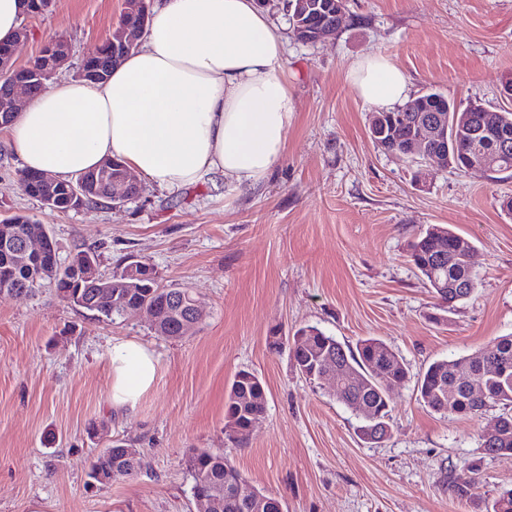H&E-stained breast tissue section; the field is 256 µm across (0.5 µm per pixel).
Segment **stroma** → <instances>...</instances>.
<instances>
[{
	"instance_id": "35a3bbf8",
	"label": "stroma",
	"mask_w": 512,
	"mask_h": 512,
	"mask_svg": "<svg viewBox=\"0 0 512 512\" xmlns=\"http://www.w3.org/2000/svg\"><path fill=\"white\" fill-rule=\"evenodd\" d=\"M123 10L124 0H51L24 18L30 36L16 60L60 37L70 55L56 77H74ZM368 54L400 68L411 95L501 106L512 0H345L335 36L289 40L285 157L249 188L214 172L176 192L142 183L121 207L61 213L21 191V161L0 141V214L45 224L63 264L89 249L109 276L142 258L204 311L171 339L144 313L98 320L49 282L0 294V512H197L185 467L195 451L223 453L284 512H493L512 488V458L486 454L479 435L499 409L444 417L420 403L412 380L433 360L512 334V214L501 209L512 177L377 148L374 109L346 78ZM432 224L473 245L478 277L471 298L443 310L409 261ZM307 325L351 346L380 339L403 358L411 380L389 389L384 441L361 440L335 387L305 379L287 351L269 347L271 330L291 336ZM127 340L154 353L157 376L135 409L116 411L112 346ZM242 370L263 382L267 409L239 444L224 415ZM117 440L136 449L140 469L93 481L91 461ZM461 486L470 494L459 496Z\"/></svg>"
}]
</instances>
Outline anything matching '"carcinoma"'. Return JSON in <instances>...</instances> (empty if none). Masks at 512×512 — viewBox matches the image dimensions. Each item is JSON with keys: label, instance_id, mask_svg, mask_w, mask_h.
<instances>
[{"label": "carcinoma", "instance_id": "cac0c4a2", "mask_svg": "<svg viewBox=\"0 0 512 512\" xmlns=\"http://www.w3.org/2000/svg\"><path fill=\"white\" fill-rule=\"evenodd\" d=\"M406 113V106L392 111L378 112L370 125L376 126L383 137L372 142L386 152L401 154L407 136L401 122L392 117ZM458 122L471 125L485 124L508 131L512 136V111L504 108L473 104L465 111L448 113L450 123L435 122L430 131V148L440 149L449 139L454 116ZM478 148L489 154L492 172L512 171V151L497 152L490 143ZM470 243L450 229L432 225L422 232L411 246L413 265L429 285L434 297L443 304L453 305L466 300L478 288V278L470 261ZM35 270L33 262L23 263L13 254L0 248V291L31 283ZM125 271L112 274V296L104 303L93 299L100 292L94 280H75L67 270L56 277L58 292L75 305L84 301V310L92 316L109 322L133 315L139 308H155L160 335L179 337L180 301L174 294L187 289L162 288L157 283V271L152 264H144L141 277L133 287L123 285ZM302 337L289 346V355L295 368L311 380L319 381L328 364L349 375V382L340 386L337 400L359 415L358 432L363 435L380 423H389L391 397L383 385V378L401 383L408 378L403 359L384 342L367 338L355 347L339 342L314 326L300 329ZM419 400L431 411L447 415L455 413L479 418L490 407L501 406L505 412L498 416V430L494 435H480L481 447L490 455L512 457V334L499 336L475 356L457 359H439L430 363L416 381ZM267 407V393L262 381L252 372L236 374L225 404L226 425L235 427L234 440L241 442L257 428ZM140 467L137 452L128 451L123 444L112 445V452L101 453L92 462L89 475L94 480L104 476L110 480L133 475ZM186 469L192 478V494H205L219 501L220 512H276V509H248L243 507L230 488L244 482L240 471L222 453L205 457L192 454L186 460Z\"/></svg>", "mask_w": 512, "mask_h": 512}]
</instances>
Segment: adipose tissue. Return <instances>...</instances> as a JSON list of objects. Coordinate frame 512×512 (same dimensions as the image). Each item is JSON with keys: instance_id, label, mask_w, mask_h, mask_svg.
<instances>
[{"instance_id": "1", "label": "adipose tissue", "mask_w": 512, "mask_h": 512, "mask_svg": "<svg viewBox=\"0 0 512 512\" xmlns=\"http://www.w3.org/2000/svg\"><path fill=\"white\" fill-rule=\"evenodd\" d=\"M286 53L282 28L258 0H161L143 44L107 81L49 84L0 137L24 170L60 179L116 157L169 191L212 171L251 186L285 156L293 118ZM347 79L378 109L409 98L406 77L381 55L357 59ZM111 366L113 409L135 408L155 382L156 358L124 342Z\"/></svg>"}]
</instances>
